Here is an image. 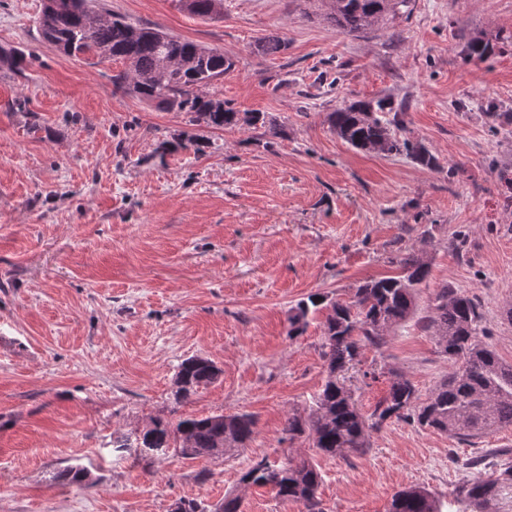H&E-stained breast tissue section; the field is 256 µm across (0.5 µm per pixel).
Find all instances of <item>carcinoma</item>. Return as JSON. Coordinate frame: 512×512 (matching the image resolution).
<instances>
[{
    "label": "carcinoma",
    "instance_id": "cac0c4a2",
    "mask_svg": "<svg viewBox=\"0 0 512 512\" xmlns=\"http://www.w3.org/2000/svg\"><path fill=\"white\" fill-rule=\"evenodd\" d=\"M327 19L342 33L355 35L378 25L389 15L409 7L410 0H329ZM63 7L42 10L39 32L42 39L65 55H92L100 60L120 59L127 69L113 78L117 88L132 82V90L144 99H157L170 110L185 112L191 121L211 128L240 123L265 126L263 112H237L211 88L233 62L224 53L174 38L155 28L135 25L121 18L107 19L92 12L87 0H62ZM285 47L278 36L260 41L257 50L274 55ZM0 61L23 69V51H0ZM328 121L337 137L355 149L384 155H405L434 166L435 159L419 141L403 134L398 114H389L383 101H357L329 113ZM396 273L363 282L347 301L311 296L291 308L288 335L301 334L313 309L327 310L324 323V358L328 377L314 406L305 415L294 414L284 431L295 438L310 431L315 446L331 457L345 456L366 447L368 431L396 419L416 423L458 440H467L512 427V364L502 362L483 337L478 301L459 290L444 287L435 296L425 328L440 351L458 364L448 378L436 385L425 401L417 402L415 386L402 375L392 376L387 396L370 416H365L353 391L336 380V374L359 362L361 343L379 348L395 325L407 320L418 306L420 288L430 274L429 259L422 252L396 258ZM221 369L208 358L184 360L176 374V385L187 399L216 381ZM255 421L248 414H218L184 418L175 427L158 420L152 427L112 441L119 453L139 446L143 451L173 449L185 458H204L220 449L235 451L251 440ZM481 460L469 459L474 471L454 490L462 512H512V465L495 476L477 472ZM65 485H81L88 472L70 467L58 474ZM321 480L317 468L305 459H287L280 466L259 461L245 471L240 481L269 487L276 497L304 505L315 512L316 491ZM389 512H441L437 499L418 487L404 488L393 496Z\"/></svg>",
    "mask_w": 512,
    "mask_h": 512
}]
</instances>
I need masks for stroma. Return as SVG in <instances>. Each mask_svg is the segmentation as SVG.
I'll use <instances>...</instances> for the list:
<instances>
[{
	"label": "stroma",
	"mask_w": 512,
	"mask_h": 512,
	"mask_svg": "<svg viewBox=\"0 0 512 512\" xmlns=\"http://www.w3.org/2000/svg\"><path fill=\"white\" fill-rule=\"evenodd\" d=\"M89 5L224 52L234 67L216 94L269 124L213 129L115 89L122 61L64 55L40 37L42 0H0V49L26 53L23 71L0 64V512H174L228 494L240 512H305L240 482L289 456L320 470L321 512H388L408 486L458 512L463 462L512 465V428L460 443L391 420L344 459L288 438V415L307 414L327 377L325 310L293 337L288 311L313 294L348 298L421 249L431 275L417 316L345 375L362 411L391 374L424 398L454 370L421 322L445 286L477 299L512 363V184L499 178L512 125L488 117L512 113V0H412L358 36L328 22L327 0H224L216 18L177 0ZM272 34L284 49L257 52ZM474 37L494 55L470 61ZM383 97L437 167L331 131L329 112ZM191 356L222 374L180 400ZM222 413L253 415L246 447L205 460L112 450L154 418ZM68 466L88 482L59 484Z\"/></svg>",
	"instance_id": "1"
}]
</instances>
